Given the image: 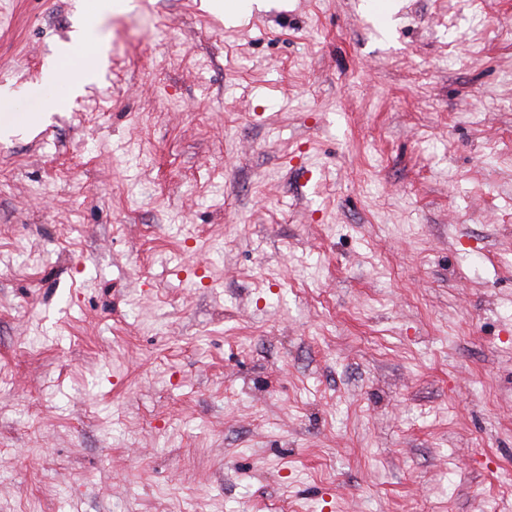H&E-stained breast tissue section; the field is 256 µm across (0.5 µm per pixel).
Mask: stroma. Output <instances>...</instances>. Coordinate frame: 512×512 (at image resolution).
I'll return each instance as SVG.
<instances>
[{
    "mask_svg": "<svg viewBox=\"0 0 512 512\" xmlns=\"http://www.w3.org/2000/svg\"><path fill=\"white\" fill-rule=\"evenodd\" d=\"M0 0V512H512V0ZM83 24L79 33L72 37V42L61 45L56 53L55 60L44 69V80L47 83L59 82L66 91L67 86L63 83V73L67 70L66 66L71 64L73 56L80 54L82 49H90L85 33L89 37L97 25L101 16L107 12H112V0H81Z\"/></svg>",
    "mask_w": 512,
    "mask_h": 512,
    "instance_id": "obj_1",
    "label": "stroma"
}]
</instances>
